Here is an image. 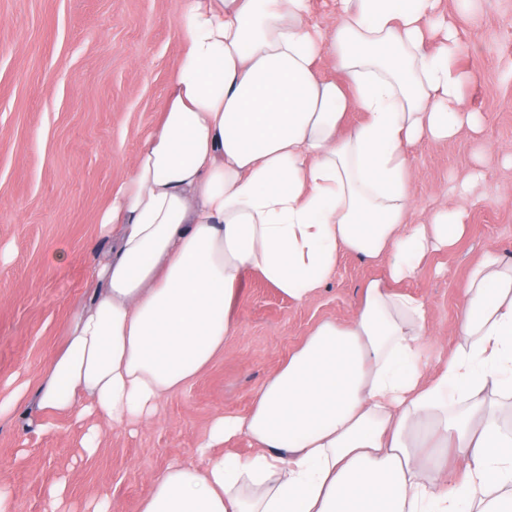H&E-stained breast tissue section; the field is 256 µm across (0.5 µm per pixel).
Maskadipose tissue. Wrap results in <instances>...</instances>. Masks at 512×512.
Segmentation results:
<instances>
[{"label": "adipose tissue", "instance_id": "adipose-tissue-1", "mask_svg": "<svg viewBox=\"0 0 512 512\" xmlns=\"http://www.w3.org/2000/svg\"><path fill=\"white\" fill-rule=\"evenodd\" d=\"M440 2L334 0L321 28L310 0H182L164 108L100 217L112 249L91 302L0 413L30 393L135 429L237 336L246 276L304 303L347 252L381 268L352 317L318 324L250 411L215 419L202 467L152 477L140 512H512V432L482 398L512 397V267L473 266L461 342L429 375L426 305L396 289L464 231L455 208L411 220L412 146L474 124L455 33L423 47ZM242 435L252 455L227 451Z\"/></svg>", "mask_w": 512, "mask_h": 512}]
</instances>
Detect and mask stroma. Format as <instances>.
I'll list each match as a JSON object with an SVG mask.
<instances>
[{
    "label": "stroma",
    "instance_id": "stroma-1",
    "mask_svg": "<svg viewBox=\"0 0 512 512\" xmlns=\"http://www.w3.org/2000/svg\"><path fill=\"white\" fill-rule=\"evenodd\" d=\"M179 0H0V386L37 384L66 341L90 265L110 243L98 218L165 103L179 45ZM457 32L462 91L477 130L425 141L411 154L413 221L476 175L465 234L422 260L398 289L420 297L428 318L426 368L461 341L457 310L484 252L512 261V0H444ZM377 265L345 253L333 277L297 304L250 275L235 306L240 333L199 377L167 395L156 421L129 433L105 427L95 454L86 424L38 432L47 412L27 402L0 416V489L11 512H48L66 480L70 512L89 501L139 512L149 478L195 461L213 419L244 413L256 390L321 321H344Z\"/></svg>",
    "mask_w": 512,
    "mask_h": 512
}]
</instances>
